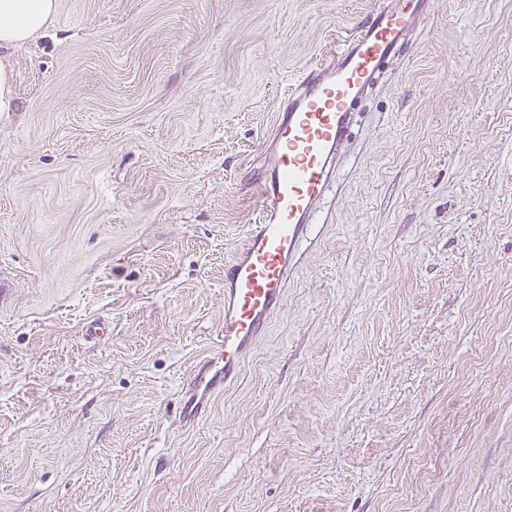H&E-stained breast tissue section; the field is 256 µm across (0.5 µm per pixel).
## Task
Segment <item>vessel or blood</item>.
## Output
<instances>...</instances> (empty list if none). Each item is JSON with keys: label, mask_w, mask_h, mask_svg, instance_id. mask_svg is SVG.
<instances>
[{"label": "vessel or blood", "mask_w": 512, "mask_h": 512, "mask_svg": "<svg viewBox=\"0 0 512 512\" xmlns=\"http://www.w3.org/2000/svg\"><path fill=\"white\" fill-rule=\"evenodd\" d=\"M432 0H376L370 19L332 61L310 66L290 87L259 156L261 218L224 262V328L188 383L181 419L239 374L284 304L317 205L332 186L358 104L405 56Z\"/></svg>", "instance_id": "vessel-or-blood-1"}]
</instances>
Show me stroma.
Returning a JSON list of instances; mask_svg holds the SVG:
<instances>
[{
  "label": "stroma",
  "instance_id": "stroma-1",
  "mask_svg": "<svg viewBox=\"0 0 512 512\" xmlns=\"http://www.w3.org/2000/svg\"><path fill=\"white\" fill-rule=\"evenodd\" d=\"M375 0H59L0 112V512H512V0H435L205 415L282 95Z\"/></svg>",
  "mask_w": 512,
  "mask_h": 512
}]
</instances>
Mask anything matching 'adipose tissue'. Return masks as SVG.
<instances>
[{
    "mask_svg": "<svg viewBox=\"0 0 512 512\" xmlns=\"http://www.w3.org/2000/svg\"><path fill=\"white\" fill-rule=\"evenodd\" d=\"M58 10V0H0V112L14 106L8 51L43 31Z\"/></svg>",
    "mask_w": 512,
    "mask_h": 512,
    "instance_id": "1",
    "label": "adipose tissue"
}]
</instances>
